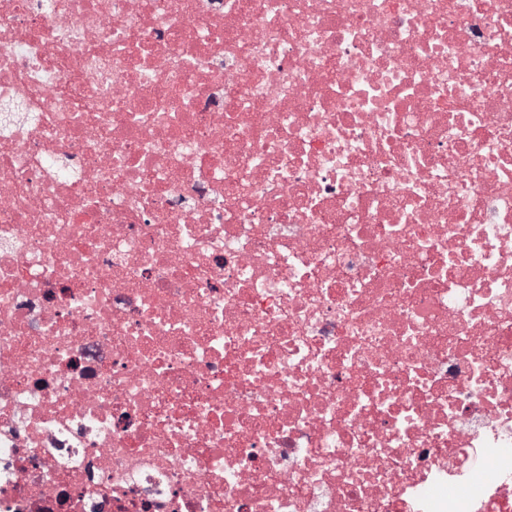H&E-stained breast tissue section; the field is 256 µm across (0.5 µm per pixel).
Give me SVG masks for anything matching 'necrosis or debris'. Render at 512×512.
<instances>
[{"instance_id": "1", "label": "necrosis or debris", "mask_w": 512, "mask_h": 512, "mask_svg": "<svg viewBox=\"0 0 512 512\" xmlns=\"http://www.w3.org/2000/svg\"><path fill=\"white\" fill-rule=\"evenodd\" d=\"M0 512H512V0H0Z\"/></svg>"}]
</instances>
